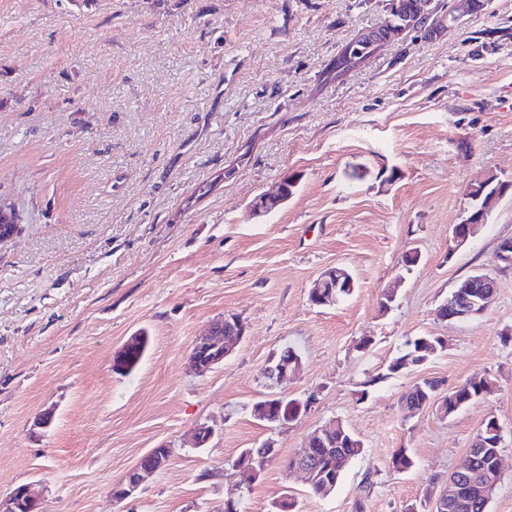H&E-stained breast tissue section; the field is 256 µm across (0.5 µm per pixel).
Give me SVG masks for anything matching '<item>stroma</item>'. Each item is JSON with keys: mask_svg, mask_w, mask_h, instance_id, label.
I'll list each match as a JSON object with an SVG mask.
<instances>
[{"mask_svg": "<svg viewBox=\"0 0 512 512\" xmlns=\"http://www.w3.org/2000/svg\"><path fill=\"white\" fill-rule=\"evenodd\" d=\"M383 18L382 0H0V201L19 214L0 244V493L37 481L45 512H210L241 451L271 437L278 453L242 512L286 493L299 512H406L445 487L492 416L503 478L489 512H512V267L496 260L512 195L465 245L449 233L472 184L512 179V0L331 72ZM290 177L288 202L252 217L253 197ZM412 249L420 261L404 266ZM336 265L352 294L313 305V280ZM476 270L497 280L492 307L440 320ZM231 316L242 343L189 373L203 328ZM141 329L142 362L116 375L114 351ZM418 335L445 346L390 373ZM287 345L301 368L282 394L317 399L270 427L252 406ZM473 376L494 390L454 416L399 402L421 380ZM333 418L364 453L321 497L288 461ZM206 420L217 433L191 448ZM162 444L165 467L115 502L113 485ZM402 448L414 466L398 472Z\"/></svg>", "mask_w": 512, "mask_h": 512, "instance_id": "stroma-1", "label": "stroma"}]
</instances>
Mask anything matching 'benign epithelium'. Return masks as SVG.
Masks as SVG:
<instances>
[{
  "label": "benign epithelium",
  "instance_id": "obj_1",
  "mask_svg": "<svg viewBox=\"0 0 512 512\" xmlns=\"http://www.w3.org/2000/svg\"><path fill=\"white\" fill-rule=\"evenodd\" d=\"M386 17L382 29L364 30L355 37V43L368 50L377 46L393 43L407 32L417 27L418 22L437 26L443 23L439 15L436 0H413L412 7L404 10L401 0H383ZM288 197L283 190L267 195L261 204L251 205L254 215L260 217L277 209ZM17 214L14 209L0 204V243L11 239L17 232L13 224ZM482 226L463 216L461 222L450 225L451 240L457 246L466 244ZM354 288V280L343 268L334 266L323 270L313 282L310 289V301L314 305H333L342 293ZM496 280L489 272L482 271L476 276L462 279L455 285L453 297L437 309L438 317L443 321L463 322L484 314L494 303L496 297ZM246 328L237 318L222 317L213 321L204 334L199 336L189 353L187 366L190 372L201 374L224 364L232 351L245 337ZM301 361L288 359V353H274L266 367V398H278V388L288 380L289 375L299 371ZM336 427L332 419L312 436L307 438L305 448L292 461L291 468L303 474L306 483L321 478L319 470L314 467L316 447L325 443L328 435ZM216 433L215 426L204 421L197 424L191 434L190 444L194 448L207 445ZM165 463V459L149 450L131 467L113 486L114 498L123 502L135 497L146 477L156 473ZM501 479V455L495 454L493 460L486 463L481 454H467L463 466L456 469L448 479L444 489L447 502L437 501L435 507L453 509L458 506L461 496L475 493L484 501H489L486 491L497 486ZM0 512H44L43 494L36 481L19 484L8 493L0 494Z\"/></svg>",
  "mask_w": 512,
  "mask_h": 512
}]
</instances>
